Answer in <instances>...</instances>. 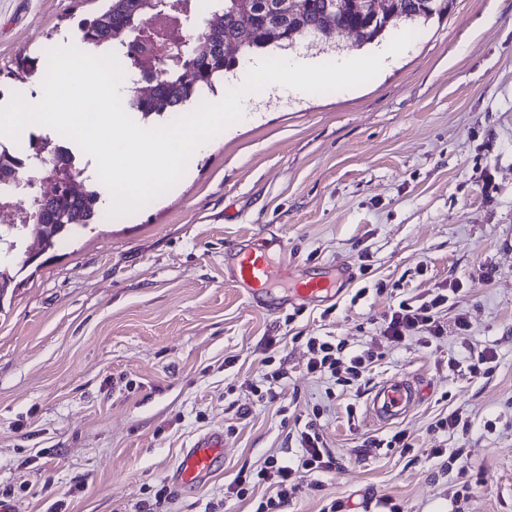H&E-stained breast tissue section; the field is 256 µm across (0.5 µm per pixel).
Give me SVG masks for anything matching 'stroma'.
Listing matches in <instances>:
<instances>
[{"label": "stroma", "mask_w": 512, "mask_h": 512, "mask_svg": "<svg viewBox=\"0 0 512 512\" xmlns=\"http://www.w3.org/2000/svg\"><path fill=\"white\" fill-rule=\"evenodd\" d=\"M106 0H0V104L42 96L47 49L81 45ZM410 47L356 88L287 90L191 155L175 187L133 215L90 226L23 266L0 296V499L16 512H256L268 485L236 498L239 471L295 460L296 421L317 419L336 458L284 512H512V0H455L448 16L401 22ZM298 38L293 54L367 56ZM39 71L21 80L17 61ZM277 234L293 279L337 290L277 313L228 278V245ZM457 288L443 338L392 342L383 316ZM465 328H458V319ZM371 350L365 387L307 373L306 341ZM492 355L489 375L469 366ZM284 377L258 400L266 373ZM415 381L407 414L380 424L377 385ZM467 427L435 429L450 413ZM224 433V465L157 503L182 451ZM406 432L411 449L391 447ZM442 447L459 463L432 457ZM468 496H460L462 485Z\"/></svg>", "instance_id": "35a3bbf8"}]
</instances>
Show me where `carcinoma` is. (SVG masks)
Instances as JSON below:
<instances>
[{"label": "carcinoma", "instance_id": "carcinoma-1", "mask_svg": "<svg viewBox=\"0 0 512 512\" xmlns=\"http://www.w3.org/2000/svg\"><path fill=\"white\" fill-rule=\"evenodd\" d=\"M235 2L211 0L210 17L205 19L204 27L206 49L198 52L188 48L182 64L170 66L153 86L151 95L132 100L143 118L182 111L203 92L214 90L215 83L234 69L240 59L258 50H287L305 35L328 41L336 36L338 27L361 30L364 42L371 43L400 21L428 20L448 13V0H394L397 17L385 26L369 12H356L350 7L336 12L333 0H297L289 10L282 8V0H249L250 25L245 29ZM157 3L158 0H110L105 11L81 24L83 41L93 48L121 47L126 53V66L139 71V54L133 38L154 13ZM41 155L61 163L77 177L84 173V169L59 155L54 141L34 137L25 162L31 163ZM18 165V160L0 163V183L9 181L0 188V200L20 191L14 181L8 180ZM99 200V192L90 184L77 198L72 196L68 183H60L39 223L0 225V252H11L35 235L41 237L43 249L54 247L64 237L99 222Z\"/></svg>", "mask_w": 512, "mask_h": 512}]
</instances>
